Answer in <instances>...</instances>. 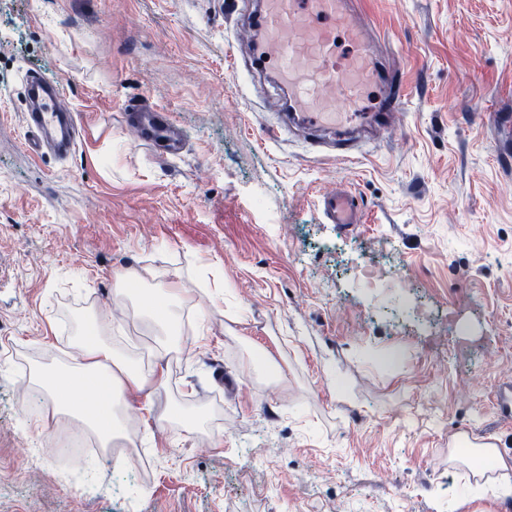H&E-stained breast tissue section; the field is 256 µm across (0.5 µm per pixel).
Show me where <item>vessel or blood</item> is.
Instances as JSON below:
<instances>
[{
	"mask_svg": "<svg viewBox=\"0 0 512 512\" xmlns=\"http://www.w3.org/2000/svg\"><path fill=\"white\" fill-rule=\"evenodd\" d=\"M256 19L264 39L255 48V63L271 68L288 90L283 125L296 124L330 132L332 145L346 153L356 134L397 111L404 98L396 78L378 69L372 42L376 37L363 19L359 0H260ZM345 36L352 51L336 59V38ZM44 100L25 116L36 132L57 126L59 149L74 147L77 129L64 112L59 87L41 84ZM127 124L139 141L158 151L178 154L180 141L168 113L154 107L131 109ZM322 212L333 224H356L360 214L344 190L322 194Z\"/></svg>",
	"mask_w": 512,
	"mask_h": 512,
	"instance_id": "vessel-or-blood-1",
	"label": "vessel or blood"
}]
</instances>
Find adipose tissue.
Returning <instances> with one entry per match:
<instances>
[{"label": "adipose tissue", "mask_w": 512, "mask_h": 512, "mask_svg": "<svg viewBox=\"0 0 512 512\" xmlns=\"http://www.w3.org/2000/svg\"><path fill=\"white\" fill-rule=\"evenodd\" d=\"M77 349L67 367L36 370L34 380L58 398L64 413L83 419L108 448L123 433L117 389L142 390L144 378L134 362L120 359L101 342L96 326L84 327Z\"/></svg>", "instance_id": "obj_1"}]
</instances>
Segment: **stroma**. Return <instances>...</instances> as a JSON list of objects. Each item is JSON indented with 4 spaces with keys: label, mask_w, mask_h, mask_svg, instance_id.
<instances>
[{
    "label": "stroma",
    "mask_w": 512,
    "mask_h": 512,
    "mask_svg": "<svg viewBox=\"0 0 512 512\" xmlns=\"http://www.w3.org/2000/svg\"><path fill=\"white\" fill-rule=\"evenodd\" d=\"M362 7L406 97L341 158L279 131L238 0H0V512H512V0ZM34 77L63 88L68 155L28 147ZM135 106L179 155L137 144ZM336 187L362 223L326 222ZM127 273L183 289L180 351L114 300ZM89 322L149 379L138 454L61 475L31 375ZM466 437L505 468L450 462ZM127 126L133 129L138 142H144L170 155L179 153L180 141L165 110L154 107L132 108L127 117Z\"/></svg>",
    "instance_id": "stroma-1"
}]
</instances>
